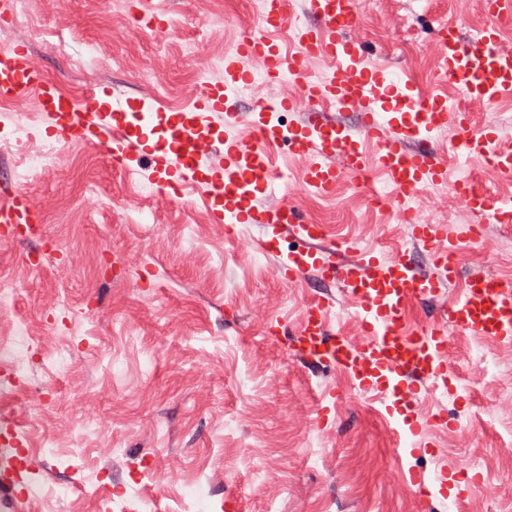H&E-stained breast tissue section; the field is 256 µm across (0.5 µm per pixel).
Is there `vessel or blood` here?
I'll list each match as a JSON object with an SVG mask.
<instances>
[{"label":"vessel or blood","instance_id":"b4317fda","mask_svg":"<svg viewBox=\"0 0 512 512\" xmlns=\"http://www.w3.org/2000/svg\"><path fill=\"white\" fill-rule=\"evenodd\" d=\"M318 19L311 25L293 19L288 0H264L263 38L244 37L234 54L224 58V77L208 83L192 108L142 113L112 89H89L84 103L63 94L31 64L24 46L0 49V101L34 98L43 133L55 142L103 144L114 165L148 171L152 181L174 196L185 188L199 190L207 200L215 223L251 224L262 228L261 251L276 258V271L295 282L308 270L319 281L344 288L360 309L363 342L356 343L331 328L334 298L315 291L295 331L297 356L313 363H328L343 370L363 393L379 394L389 415L398 417L417 442L414 451L435 455L428 439L429 425L447 426L444 413L423 423L413 411L414 398L426 381L451 388L445 355L447 326L462 334L491 339L512 337V280L473 276L466 280L461 297L448 306L447 320L432 319L416 332H406L410 303L441 294L457 280L459 268L448 257L454 251L443 225L406 221L405 234L424 247L430 272L421 271L413 256L403 253L388 261L372 250L361 251L357 260L342 258V246L325 239L322 225L307 222L291 202L267 208L259 203L276 176L272 173L265 144L286 146L289 154L307 160L304 182L321 194H329L345 175H366L378 169L391 189L392 204H401L423 184L447 182L448 167L428 139L431 131L455 125L458 138L451 149L467 157L491 158L504 172L512 171V151L496 149L492 129L471 127L470 111L501 94L512 93V52L500 49L502 17L512 15V0H488V22L474 40H465L458 27L438 30L442 47V77L468 88V107L449 110L445 97L423 96L413 86H399L380 70L363 64V48L355 33L360 26L356 0H308ZM288 32L294 44L285 49L279 40ZM321 57L332 58V74L317 77L311 66ZM262 68L275 82L289 75L299 82L300 97L255 105L242 113L236 94L249 82L254 68ZM417 106L411 122L388 119L387 101ZM335 105L357 113L356 127L325 121L321 106ZM302 111L306 124L283 127L275 114ZM248 122L254 142L240 139L235 130ZM376 144L374 153L362 146ZM340 157L333 165L331 157ZM452 182V181H449ZM459 202L476 219L468 238H476L480 225L512 224V202L493 198L470 182H452ZM0 223L7 236L21 239L39 234L40 215L22 193L0 192ZM292 249H282L285 237ZM441 487L471 488L474 480L456 468L441 465L434 474L410 473L408 486L427 498L429 480Z\"/></svg>","mask_w":512,"mask_h":512}]
</instances>
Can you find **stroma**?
<instances>
[{
	"mask_svg": "<svg viewBox=\"0 0 512 512\" xmlns=\"http://www.w3.org/2000/svg\"><path fill=\"white\" fill-rule=\"evenodd\" d=\"M169 23L154 36L131 23L132 0H32L25 23L0 20V48L26 43L31 60L59 89L81 99L88 87H112L149 99L155 80L190 107L194 81L210 58L228 55L259 28L262 0H148ZM364 63L425 94H445L437 29L454 23L464 37L483 27L482 0H356ZM97 37L104 62L94 82L82 78L79 40ZM200 41L197 53L185 45ZM209 81L223 69L208 68ZM293 79L240 86L244 109L298 95ZM494 127L512 149V94L471 114ZM287 172L284 198L328 238L356 241L390 256L408 247L400 224L372 209L368 189L379 174L340 180L327 196L301 195L302 160L268 149ZM25 153H0V184L23 191L39 209L42 230L30 239L0 240V419H11L42 468L27 477L24 512H512V339L448 331L451 391L421 393L415 411L446 412L451 427L434 431L438 458L397 449L395 422L379 395L358 396L336 368L296 360L290 337L269 324L296 328L310 279L278 278L273 258L237 251L195 191L174 197L147 173L111 165L103 147L64 146L60 164L36 187L22 177ZM98 202L88 207L85 186ZM151 186L142 200L136 191ZM428 215L457 244L461 277L512 279V226L484 225L465 242L472 218L452 191L428 199ZM195 232H187V225ZM330 420L319 425L321 406ZM261 457H254V449ZM152 466H145V458ZM467 471L480 459L482 481L461 504L432 485L429 502L406 487L412 469L434 472L437 459Z\"/></svg>",
	"mask_w": 512,
	"mask_h": 512,
	"instance_id": "stroma-1",
	"label": "stroma"
}]
</instances>
